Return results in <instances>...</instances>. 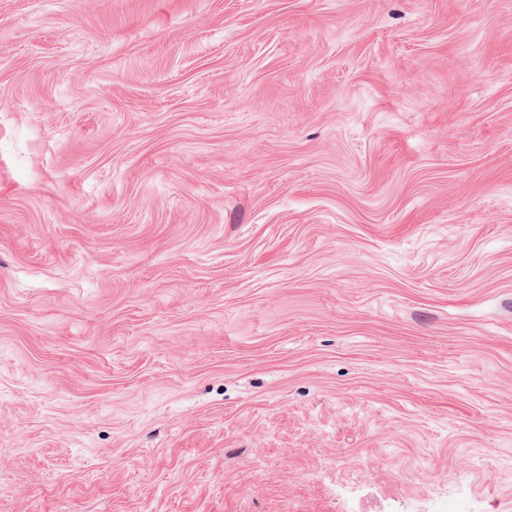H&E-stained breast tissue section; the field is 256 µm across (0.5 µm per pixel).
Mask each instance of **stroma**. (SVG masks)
I'll return each instance as SVG.
<instances>
[{"mask_svg": "<svg viewBox=\"0 0 512 512\" xmlns=\"http://www.w3.org/2000/svg\"><path fill=\"white\" fill-rule=\"evenodd\" d=\"M0 512H512V0H0Z\"/></svg>", "mask_w": 512, "mask_h": 512, "instance_id": "stroma-1", "label": "stroma"}]
</instances>
